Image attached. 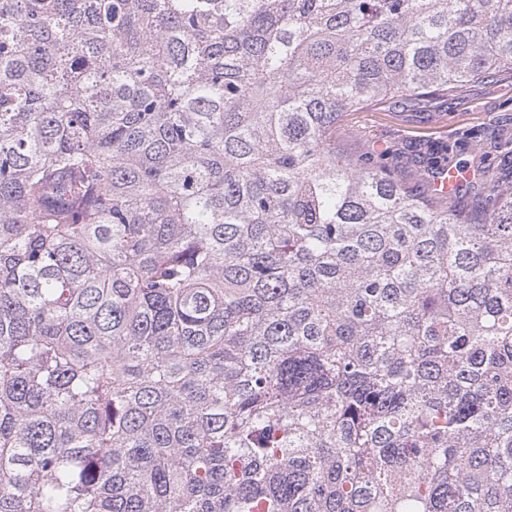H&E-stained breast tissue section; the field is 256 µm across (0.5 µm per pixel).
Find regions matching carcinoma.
Returning a JSON list of instances; mask_svg holds the SVG:
<instances>
[{"mask_svg":"<svg viewBox=\"0 0 512 512\" xmlns=\"http://www.w3.org/2000/svg\"><path fill=\"white\" fill-rule=\"evenodd\" d=\"M512 72V0H0V512H512V185L342 117Z\"/></svg>","mask_w":512,"mask_h":512,"instance_id":"obj_1","label":"carcinoma"}]
</instances>
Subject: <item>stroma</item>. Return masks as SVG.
I'll use <instances>...</instances> for the list:
<instances>
[{"label": "stroma", "instance_id": "1", "mask_svg": "<svg viewBox=\"0 0 512 512\" xmlns=\"http://www.w3.org/2000/svg\"><path fill=\"white\" fill-rule=\"evenodd\" d=\"M344 154L377 153L396 145L393 165L406 183L424 190L432 174L419 156L434 145L448 146L457 166L487 149L498 176L512 177V78L499 76L464 87L448 101L417 108L393 103L382 110L348 114L336 134Z\"/></svg>", "mask_w": 512, "mask_h": 512}]
</instances>
